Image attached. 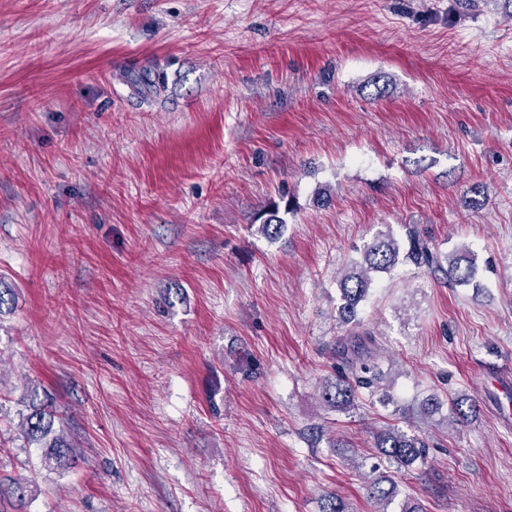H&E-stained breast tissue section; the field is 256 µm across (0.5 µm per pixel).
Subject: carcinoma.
Returning <instances> with one entry per match:
<instances>
[{"instance_id":"1","label":"carcinoma","mask_w":512,"mask_h":512,"mask_svg":"<svg viewBox=\"0 0 512 512\" xmlns=\"http://www.w3.org/2000/svg\"><path fill=\"white\" fill-rule=\"evenodd\" d=\"M404 260L418 268L432 273L439 272L454 285L464 286L471 282L475 266L470 258V250H456L446 256L431 248L427 241L416 232L409 235L408 248ZM399 262V246L391 236L377 235L372 242L364 245L362 261L348 266L338 279L340 304L337 307V320L344 326L360 324L358 306L368 297L373 288L374 273H389ZM375 336L369 331L356 332L348 336L338 350L342 367L335 370L321 387L320 398L329 409L349 411L355 408L359 391L368 390L378 401L387 403L391 395L380 391L385 373L374 355ZM30 413L24 418L26 438L39 442L51 438L48 447L53 449L51 459L64 468L70 464L69 445L60 435L53 434L54 415L32 396ZM477 413L476 404L466 397L452 399V421L460 425ZM374 447L378 448L384 461L398 468L409 467L426 458V441L416 434L409 435L395 427L376 434ZM382 480L371 482L372 498L380 505L378 512H385L383 504L392 497L393 488L381 487Z\"/></svg>"}]
</instances>
